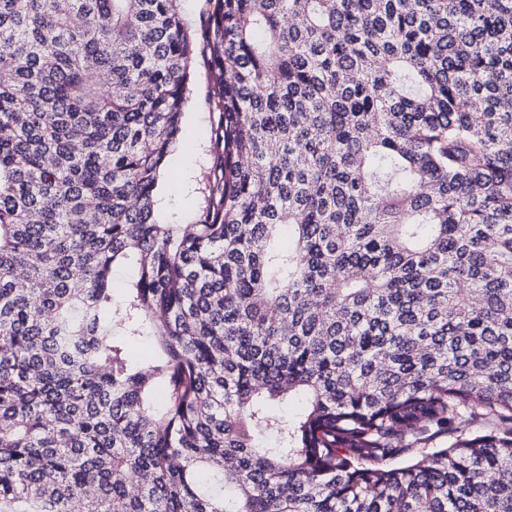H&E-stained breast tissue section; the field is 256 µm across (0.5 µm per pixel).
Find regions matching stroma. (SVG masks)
Masks as SVG:
<instances>
[{
	"mask_svg": "<svg viewBox=\"0 0 512 512\" xmlns=\"http://www.w3.org/2000/svg\"><path fill=\"white\" fill-rule=\"evenodd\" d=\"M185 28L196 43L191 66L183 132L168 165L177 182L161 180L157 190L156 215L164 224L194 223L205 205V188L217 167L215 130L219 113L215 91L220 69L205 48L204 32L212 24L207 0H181Z\"/></svg>",
	"mask_w": 512,
	"mask_h": 512,
	"instance_id": "obj_1",
	"label": "stroma"
}]
</instances>
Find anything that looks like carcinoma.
<instances>
[{
    "label": "carcinoma",
    "mask_w": 512,
    "mask_h": 512,
    "mask_svg": "<svg viewBox=\"0 0 512 512\" xmlns=\"http://www.w3.org/2000/svg\"><path fill=\"white\" fill-rule=\"evenodd\" d=\"M179 2L0 0V512H512V0H213L161 224ZM185 28L196 43L191 66L183 132L168 167L179 177L176 183L164 174L157 190L156 215L163 224H192L205 206V187L217 167L215 130L219 112L215 91L220 69L212 61L204 43L205 29L213 24L212 8L207 0H182Z\"/></svg>",
    "instance_id": "obj_1"
}]
</instances>
